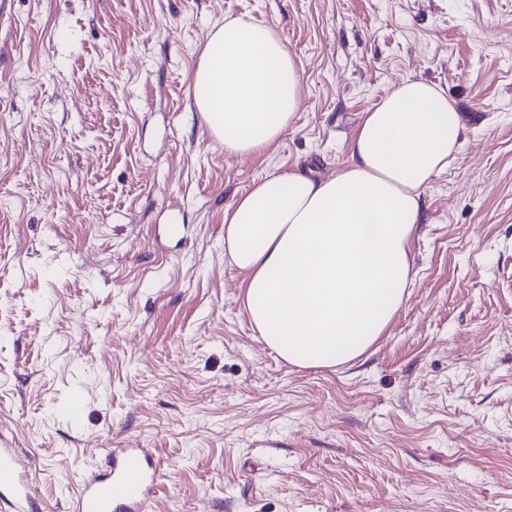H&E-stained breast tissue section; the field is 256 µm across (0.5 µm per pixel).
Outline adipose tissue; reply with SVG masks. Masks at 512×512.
Masks as SVG:
<instances>
[{
  "mask_svg": "<svg viewBox=\"0 0 512 512\" xmlns=\"http://www.w3.org/2000/svg\"><path fill=\"white\" fill-rule=\"evenodd\" d=\"M300 98L299 68L274 26L234 19L211 30L193 103L225 152L278 141ZM460 131L436 85L402 81L365 113L335 176L269 174L225 210L224 249L268 347L298 367H330L384 332L412 282L421 192L447 170Z\"/></svg>",
  "mask_w": 512,
  "mask_h": 512,
  "instance_id": "obj_1",
  "label": "adipose tissue"
}]
</instances>
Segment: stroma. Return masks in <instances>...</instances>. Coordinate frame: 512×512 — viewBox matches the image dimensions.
Returning a JSON list of instances; mask_svg holds the SVG:
<instances>
[{
  "label": "stroma",
  "mask_w": 512,
  "mask_h": 512,
  "mask_svg": "<svg viewBox=\"0 0 512 512\" xmlns=\"http://www.w3.org/2000/svg\"><path fill=\"white\" fill-rule=\"evenodd\" d=\"M229 18L275 25L302 78L255 155L194 109ZM407 78L463 125L413 282L362 357L289 365L224 211L272 172L335 175ZM0 445L41 512L112 448L148 450L149 512H512V0H0Z\"/></svg>",
  "instance_id": "1"
}]
</instances>
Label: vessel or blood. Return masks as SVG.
<instances>
[{"label": "vessel or blood", "mask_w": 512, "mask_h": 512, "mask_svg": "<svg viewBox=\"0 0 512 512\" xmlns=\"http://www.w3.org/2000/svg\"><path fill=\"white\" fill-rule=\"evenodd\" d=\"M146 449L114 448L103 473L81 487L74 512H148L155 476ZM0 507L7 512H34L25 466L16 449L0 448Z\"/></svg>", "instance_id": "vessel-or-blood-1"}]
</instances>
